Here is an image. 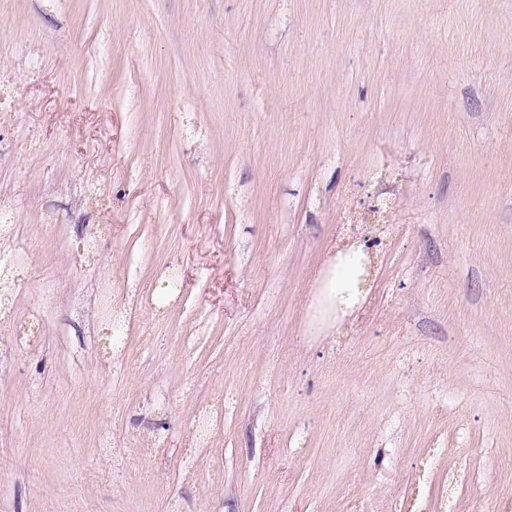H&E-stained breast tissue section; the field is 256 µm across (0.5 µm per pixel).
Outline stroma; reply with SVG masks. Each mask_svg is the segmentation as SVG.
<instances>
[{"instance_id":"stroma-1","label":"stroma","mask_w":512,"mask_h":512,"mask_svg":"<svg viewBox=\"0 0 512 512\" xmlns=\"http://www.w3.org/2000/svg\"><path fill=\"white\" fill-rule=\"evenodd\" d=\"M1 224L0 512H512V0H0ZM366 257L360 248L340 253L322 282L318 304L322 313L334 312L336 320L350 315L363 295Z\"/></svg>"}]
</instances>
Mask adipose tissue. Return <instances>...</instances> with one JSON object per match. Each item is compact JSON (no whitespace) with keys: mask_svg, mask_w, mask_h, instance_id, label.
<instances>
[{"mask_svg":"<svg viewBox=\"0 0 512 512\" xmlns=\"http://www.w3.org/2000/svg\"><path fill=\"white\" fill-rule=\"evenodd\" d=\"M366 257L361 249L350 248L340 253L322 282L318 304L322 312L337 318L350 315L362 296Z\"/></svg>","mask_w":512,"mask_h":512,"instance_id":"ef3b65f1","label":"adipose tissue"}]
</instances>
